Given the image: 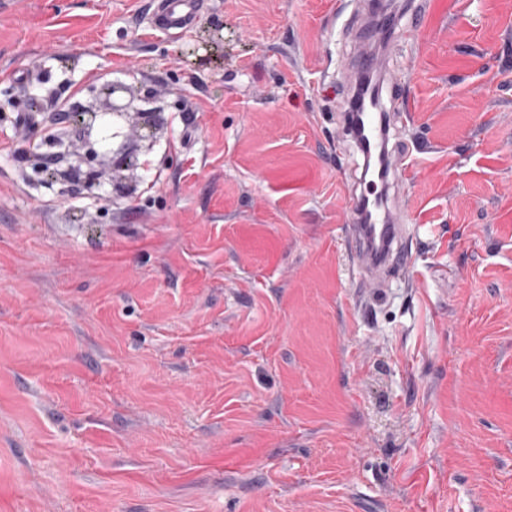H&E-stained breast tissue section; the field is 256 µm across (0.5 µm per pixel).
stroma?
<instances>
[{"label": "stroma", "mask_w": 512, "mask_h": 512, "mask_svg": "<svg viewBox=\"0 0 512 512\" xmlns=\"http://www.w3.org/2000/svg\"><path fill=\"white\" fill-rule=\"evenodd\" d=\"M359 14L0 0V140L112 83L162 122L67 192L0 155V512H512V0H430L383 61L415 234L381 294L341 241ZM203 6V0H152V24L168 37L178 38L194 25Z\"/></svg>", "instance_id": "35a3bbf8"}]
</instances>
